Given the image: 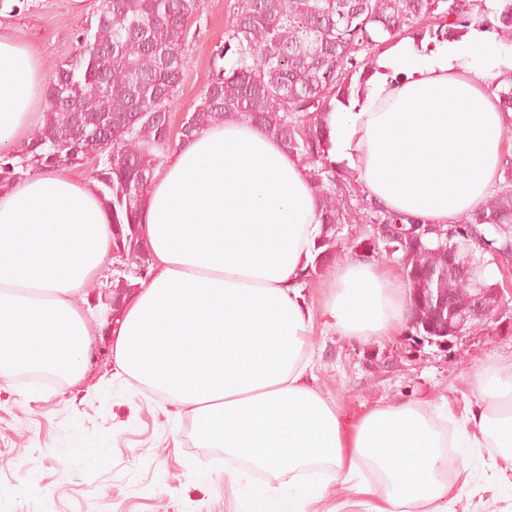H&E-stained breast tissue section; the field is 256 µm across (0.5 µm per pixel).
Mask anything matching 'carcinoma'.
Segmentation results:
<instances>
[{
  "mask_svg": "<svg viewBox=\"0 0 512 512\" xmlns=\"http://www.w3.org/2000/svg\"><path fill=\"white\" fill-rule=\"evenodd\" d=\"M495 30L512 40V0H499ZM200 0H103L95 24L78 35L80 51L57 65L44 86L47 112L21 153H0V190L48 170L76 167L95 133L93 179L112 227V315L149 281L151 254L141 211L161 156L200 129L243 119L306 165L319 199L321 234L305 271L342 256L344 227L356 225L372 257L397 258L409 290L430 299L412 306L419 336L448 335V298L465 310L474 282L449 272L495 229L500 257L512 252V153L504 182L468 217L429 240L419 220L389 212L357 192L356 171L328 160L323 115L347 106L376 70L372 52L411 35L434 46L491 25L485 0H237L222 56L200 104L172 131L171 107L183 82V52ZM64 99L72 108H62Z\"/></svg>",
  "mask_w": 512,
  "mask_h": 512,
  "instance_id": "obj_1",
  "label": "carcinoma"
}]
</instances>
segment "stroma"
<instances>
[{"label":"stroma","instance_id":"obj_1","mask_svg":"<svg viewBox=\"0 0 512 512\" xmlns=\"http://www.w3.org/2000/svg\"><path fill=\"white\" fill-rule=\"evenodd\" d=\"M236 0H202L184 51V80L172 106L182 122L201 100ZM102 0H21L0 28L27 46L43 71L75 56L77 36ZM89 284L93 356L80 380L0 384V512H235L191 416L174 417L164 399L117 375L112 358V275ZM316 373L324 392L356 419L399 400L456 405L476 398V375L512 372V296L474 332L439 345L414 331L362 342L315 322Z\"/></svg>","mask_w":512,"mask_h":512}]
</instances>
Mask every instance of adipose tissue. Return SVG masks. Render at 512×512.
I'll return each mask as SVG.
<instances>
[{
  "label": "adipose tissue",
  "instance_id": "adipose-tissue-1",
  "mask_svg": "<svg viewBox=\"0 0 512 512\" xmlns=\"http://www.w3.org/2000/svg\"><path fill=\"white\" fill-rule=\"evenodd\" d=\"M512 44L486 30L387 50L361 98L326 116L334 162H348L385 209L453 224L501 180L496 79ZM44 74L0 35V147L41 118ZM149 288L114 329L118 369L192 415L202 446L229 457L224 484L241 512H472L512 488V374L479 373L478 406L395 401L345 419L317 384L313 311L301 272L320 234L303 166L238 119L169 154L141 215ZM112 261L95 182L61 171L0 192V381L19 368L79 380L92 331L86 288ZM327 327L381 341L410 326L408 288L356 255L327 273ZM452 448H492L486 469L448 467Z\"/></svg>",
  "mask_w": 512,
  "mask_h": 512
}]
</instances>
